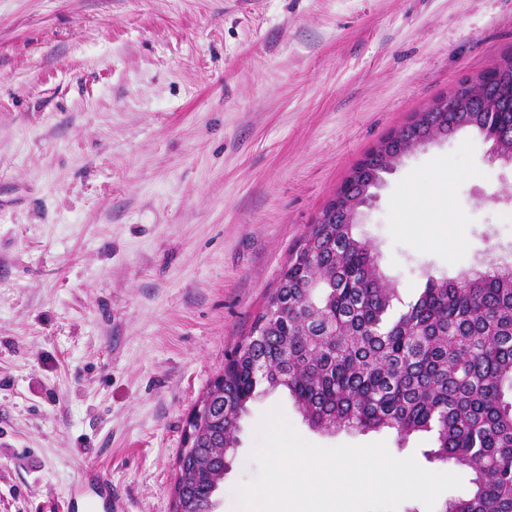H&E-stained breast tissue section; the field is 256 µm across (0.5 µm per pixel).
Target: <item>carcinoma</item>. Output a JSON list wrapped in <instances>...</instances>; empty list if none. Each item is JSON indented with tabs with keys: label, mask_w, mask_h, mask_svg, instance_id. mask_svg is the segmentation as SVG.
<instances>
[{
	"label": "carcinoma",
	"mask_w": 512,
	"mask_h": 512,
	"mask_svg": "<svg viewBox=\"0 0 512 512\" xmlns=\"http://www.w3.org/2000/svg\"><path fill=\"white\" fill-rule=\"evenodd\" d=\"M446 129L512 142V69L497 71L484 100L446 112ZM288 259L272 295L224 365V417L214 422L204 467L181 476L192 512H214L257 390L286 391L318 430L431 432L436 461L467 468L470 495L438 512H512V268L489 264L456 279L426 275L419 295L394 308L372 244L332 214Z\"/></svg>",
	"instance_id": "obj_1"
}]
</instances>
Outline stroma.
Here are the masks:
<instances>
[{
	"mask_svg": "<svg viewBox=\"0 0 512 512\" xmlns=\"http://www.w3.org/2000/svg\"><path fill=\"white\" fill-rule=\"evenodd\" d=\"M512 54V0H0V512H173L189 413L351 170ZM470 129L384 173L357 230L401 301L512 261V164ZM282 407L324 447L433 436L312 429L287 393L240 421L216 494L258 471ZM85 498L81 502L83 511L76 512H112L110 483L99 475L82 481Z\"/></svg>",
	"mask_w": 512,
	"mask_h": 512,
	"instance_id": "stroma-1",
	"label": "stroma"
}]
</instances>
